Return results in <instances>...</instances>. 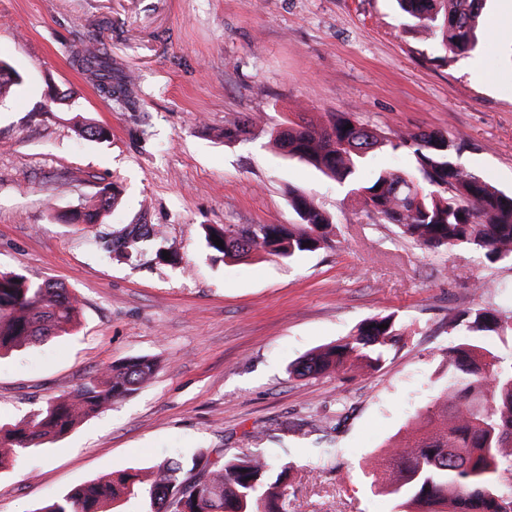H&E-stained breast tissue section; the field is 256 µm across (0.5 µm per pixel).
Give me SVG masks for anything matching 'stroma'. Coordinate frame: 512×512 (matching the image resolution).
Instances as JSON below:
<instances>
[{"label":"stroma","mask_w":512,"mask_h":512,"mask_svg":"<svg viewBox=\"0 0 512 512\" xmlns=\"http://www.w3.org/2000/svg\"><path fill=\"white\" fill-rule=\"evenodd\" d=\"M479 33L474 52L446 54L406 32L394 0H0V60L22 77L0 99V272L64 283L79 303L68 333L0 358V423L105 366L157 361L133 396L1 474L0 512L212 448L289 462L299 512H394L368 464L436 401L445 350L467 333L451 320L477 305L512 314V262L421 248L269 132L336 112L384 131L441 130L466 168L512 192V0H489ZM89 40L132 75L135 109L104 101L74 64ZM245 114L252 132L225 138ZM80 122L109 138L78 136ZM112 184L122 197L98 224L59 221ZM292 190L335 217L329 247L210 258L205 225L297 223ZM140 218L177 263L103 250L102 236ZM390 312L404 336L380 368L289 374Z\"/></svg>","instance_id":"1"}]
</instances>
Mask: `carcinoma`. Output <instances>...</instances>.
Segmentation results:
<instances>
[{
	"label": "carcinoma",
	"mask_w": 512,
	"mask_h": 512,
	"mask_svg": "<svg viewBox=\"0 0 512 512\" xmlns=\"http://www.w3.org/2000/svg\"><path fill=\"white\" fill-rule=\"evenodd\" d=\"M407 31L444 52L465 56L477 46L476 28L486 0H396ZM75 61L103 98L136 103L131 79L112 70V56L88 42ZM22 77L0 61V96ZM352 128H346V125ZM254 118L245 116L224 137L250 133ZM270 140L290 158L303 161L349 187L363 211L396 225L403 235L430 249L469 248L491 262L512 261V192L507 193L462 166L460 145L440 130L391 131L370 128L350 112L331 115L329 123H289L270 132ZM401 150L410 156L408 171L380 169L358 181L362 159L376 150ZM117 187H104L97 203L65 216L85 225L117 203ZM298 224H226L205 228L206 248L221 260L251 255L284 259L322 249L335 229L333 217L302 193L291 195ZM223 240L224 246L214 244ZM152 224H129L104 242L105 250L128 260L148 253L163 260L164 247ZM78 302L61 283L34 282L20 273L0 272V356L73 328ZM454 322L463 336L446 352L448 378L435 409L414 418L401 448H392L371 467L373 486L395 498L398 512H506L512 492L502 487L512 472V360L496 355L487 338L505 336L512 326L493 308L462 311ZM392 314L364 320L343 343L302 357L291 367L298 378L338 369L355 357L378 367L401 340ZM154 363L131 358L107 367L75 392L57 397L27 419L0 424V471L49 440L68 434L84 418L137 392ZM288 463H276L260 451L211 460L209 451L191 462L163 460L150 478L126 474L93 479L49 501L34 512H110L107 505L123 495L141 497L146 512H290Z\"/></svg>",
	"instance_id": "cac0c4a2"
}]
</instances>
